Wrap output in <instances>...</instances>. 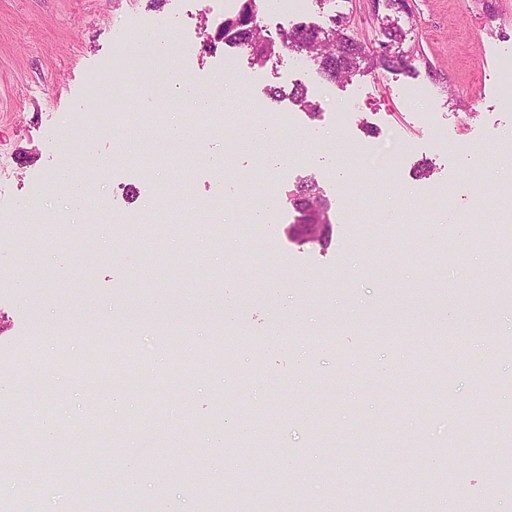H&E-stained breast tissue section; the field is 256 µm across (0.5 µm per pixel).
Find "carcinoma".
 <instances>
[{"mask_svg": "<svg viewBox=\"0 0 512 512\" xmlns=\"http://www.w3.org/2000/svg\"><path fill=\"white\" fill-rule=\"evenodd\" d=\"M381 29L384 36L380 41L384 47L381 54L369 50L366 44L348 35L346 21L342 17L332 19L328 28L296 23L280 29L274 39L264 34L260 25L257 0H243L239 11L224 18L222 27L207 39L204 50L211 53L226 44L245 48L252 64L261 68L288 50L310 58L317 74L326 82L342 84L363 67L390 71L407 66V54L402 49L406 34L398 21L387 15L381 18ZM270 95L274 99L286 98L310 115L317 114V105L308 99L307 90L301 85L288 92L274 88ZM287 201L297 213L296 223L313 225L306 236L291 226L288 237L299 245L318 246L322 250L328 248L333 236L332 204L315 177L309 175L299 179L288 191Z\"/></svg>", "mask_w": 512, "mask_h": 512, "instance_id": "cac0c4a2", "label": "carcinoma"}]
</instances>
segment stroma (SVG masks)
<instances>
[{
  "label": "stroma",
  "mask_w": 512,
  "mask_h": 512,
  "mask_svg": "<svg viewBox=\"0 0 512 512\" xmlns=\"http://www.w3.org/2000/svg\"><path fill=\"white\" fill-rule=\"evenodd\" d=\"M409 3L400 23L415 72L364 70L335 85L287 52L257 68L233 50L231 76L207 56L183 65L182 42L216 32L221 0H0V512H61L78 486L93 489L88 512H203L212 488L237 512H353L369 501L403 512L412 498L423 512L487 504L512 512V496L491 494L473 467L465 428L480 414L487 464L512 469V430L496 417L512 406V357L493 368L505 380L498 387L483 386L474 355L463 369L410 374L434 335L479 328L512 337V296L484 288L500 264L491 223L474 203L485 188L512 182V99L499 90L500 64L512 59V0ZM383 9L379 0H306L279 23L342 13L351 35L374 46ZM159 23L168 26V53L137 70L139 79L179 68L188 84L221 81L239 112L288 110V126L244 148L236 126L200 132L183 149L197 165L153 159L129 169L119 158L125 128L97 130L82 118L84 76L131 50L134 31L148 35ZM297 84L319 118L269 95ZM89 150L109 166L96 195L111 196L134 224L190 192L181 229L130 249L129 227L101 220L96 196L62 228L35 221L40 210L67 213L60 175L81 172ZM425 160L432 176L415 177ZM307 175L335 210L324 251L287 236L295 213L286 193ZM258 190L278 199L277 223H253ZM380 211L413 228L382 264L375 255L392 230L379 224ZM429 224L440 225V240H430ZM220 226L234 232L217 246ZM27 235L43 244L31 282L15 247ZM452 239L464 250L457 264L447 261ZM230 290L239 307L228 330L219 299ZM292 309L304 321L270 346L271 321ZM130 312L143 328L126 342L139 365L135 390L116 373L118 343L107 332ZM173 316L201 338L193 358L168 357L155 333ZM384 318L410 331L415 347L384 348L368 362L317 349L296 369L293 349L316 334L334 332L352 354ZM162 354L164 369L153 371ZM82 421L98 428L92 458L66 454ZM18 458L42 472L39 486L14 484ZM62 466L73 480L57 479ZM447 468L461 495L433 488Z\"/></svg>",
  "instance_id": "1"
}]
</instances>
